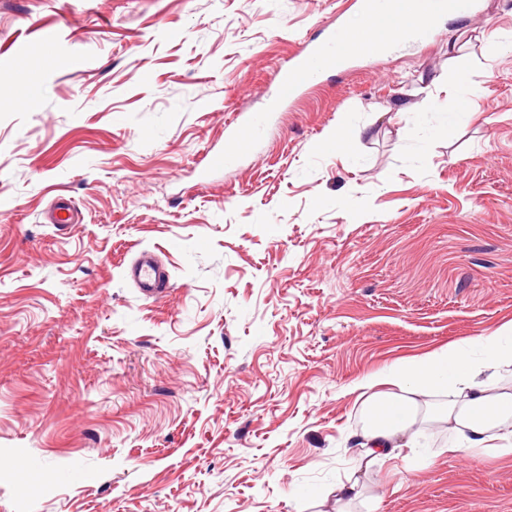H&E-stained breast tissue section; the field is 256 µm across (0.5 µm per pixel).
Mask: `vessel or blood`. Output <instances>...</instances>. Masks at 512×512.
Listing matches in <instances>:
<instances>
[{"mask_svg": "<svg viewBox=\"0 0 512 512\" xmlns=\"http://www.w3.org/2000/svg\"><path fill=\"white\" fill-rule=\"evenodd\" d=\"M475 0H358V7L365 21V37L361 52L376 56L392 42L415 36L418 43L426 45L436 35L435 18L443 11H451L460 18L469 17ZM346 28L330 31L328 37L292 56L287 66L275 74L273 97L276 103L285 104L295 99L306 87L320 79L328 70L343 68V44ZM265 116H248L239 121L237 142L209 151L206 170H221L235 162L240 154L242 141L250 140L264 132ZM51 224H71L75 221V208L70 199L57 197L46 213ZM126 279L133 282L144 295L155 297L169 286V278L160 272L155 256L148 251L139 252L125 270Z\"/></svg>", "mask_w": 512, "mask_h": 512, "instance_id": "vessel-or-blood-1", "label": "vessel or blood"}]
</instances>
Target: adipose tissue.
<instances>
[{
  "label": "adipose tissue",
  "mask_w": 512,
  "mask_h": 512,
  "mask_svg": "<svg viewBox=\"0 0 512 512\" xmlns=\"http://www.w3.org/2000/svg\"><path fill=\"white\" fill-rule=\"evenodd\" d=\"M483 347L486 358L481 362L471 358L469 341L460 340L358 381L357 389L367 393L363 404L369 413L355 436L360 453L350 475L319 494L320 505L331 512H350L364 494L363 475L379 462L399 456L404 442L413 441L421 429L456 433V451H512V390L478 380L483 370L512 366V325L488 336ZM434 392L446 394L447 404L431 403Z\"/></svg>",
  "instance_id": "1"
}]
</instances>
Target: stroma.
I'll use <instances>...</instances> for the list:
<instances>
[{
    "instance_id": "35a3bbf8",
    "label": "stroma",
    "mask_w": 512,
    "mask_h": 512,
    "mask_svg": "<svg viewBox=\"0 0 512 512\" xmlns=\"http://www.w3.org/2000/svg\"><path fill=\"white\" fill-rule=\"evenodd\" d=\"M482 8L272 112L276 69L354 0H0V512H318L354 383L512 324V0ZM43 25L56 58L11 56ZM60 195L76 223H45ZM143 250L163 295L124 277ZM419 445L356 512H512V456ZM240 115H236L235 121H238ZM239 136L227 146L210 150L206 156L205 171L221 170L235 162L240 154V144L242 141L251 140L265 131L266 118L261 116H248L238 121Z\"/></svg>"
}]
</instances>
